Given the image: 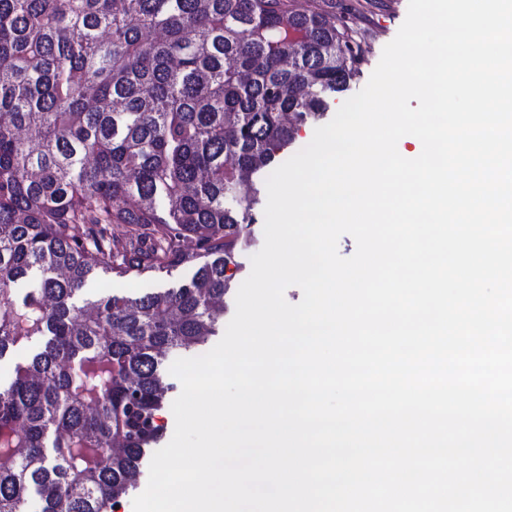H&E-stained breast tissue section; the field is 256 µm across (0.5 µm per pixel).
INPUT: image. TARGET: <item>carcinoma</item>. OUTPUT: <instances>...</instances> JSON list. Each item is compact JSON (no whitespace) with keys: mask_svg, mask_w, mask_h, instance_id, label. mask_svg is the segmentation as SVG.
<instances>
[{"mask_svg":"<svg viewBox=\"0 0 512 512\" xmlns=\"http://www.w3.org/2000/svg\"><path fill=\"white\" fill-rule=\"evenodd\" d=\"M362 61L309 0H0V356L46 337L0 392V512L137 489L163 365L217 335L261 186ZM179 266L178 288L75 302Z\"/></svg>","mask_w":512,"mask_h":512,"instance_id":"cac0c4a2","label":"carcinoma"}]
</instances>
